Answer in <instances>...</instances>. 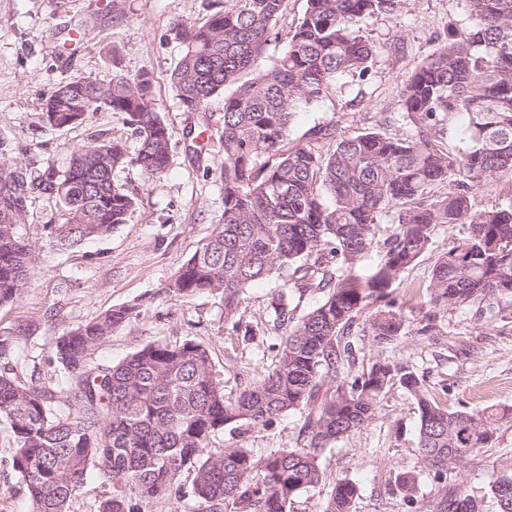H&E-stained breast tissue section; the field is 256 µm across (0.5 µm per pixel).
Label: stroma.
<instances>
[{
	"label": "stroma",
	"instance_id": "1",
	"mask_svg": "<svg viewBox=\"0 0 512 512\" xmlns=\"http://www.w3.org/2000/svg\"><path fill=\"white\" fill-rule=\"evenodd\" d=\"M222 0H0V131L17 144L19 163L39 170L46 164L65 169L73 147L96 130L135 152L138 140L120 112L99 110L83 124L61 130L45 126L42 109L60 83L113 75L149 73L162 119L169 126L171 166L150 177L128 165L115 180L137 198L126 224L111 235L70 250L49 245L45 227L62 221L60 207L37 200L23 231L36 246V268L14 303L0 307V330L21 336L20 367L42 382L63 387L67 375L53 357L58 336L119 305H139L140 316L113 332L91 353L95 364H115L153 342L204 344L234 398L260 380L275 360L273 336L264 328L277 291L274 279L248 288L236 318L241 335H228L224 297L200 294L175 299L164 292L170 276L206 242L223 214L224 99L215 97L206 112L183 111L170 75L182 45L178 24L201 22ZM465 23L462 0H411L398 18L367 19L362 33L376 48L372 76L364 83L345 77L318 105L299 112L294 137L314 124L335 121L347 136L380 129L403 132L397 106L403 79ZM207 129L210 138L195 137ZM463 233L461 226L439 225L430 248L394 281L391 291L404 314L402 336L388 344L367 332V315L351 330L353 358L346 374L357 376L378 361L408 364L429 397L451 411L476 412L492 406L508 410L490 447L478 448L434 479L418 447V404L399 386L381 395L372 418L349 436L332 442L320 456L323 479L295 499L290 512H322L334 483L348 479L358 487L352 512H440L448 496L480 502V512H495L489 485L512 470V305L501 301L481 310L435 308L427 286L437 256ZM304 421L301 411L281 416L266 429L248 426L216 433L215 448H247L265 456L295 445ZM14 437L0 420V512H29L27 494L11 467ZM410 473L417 493L406 505L396 489L399 473Z\"/></svg>",
	"mask_w": 512,
	"mask_h": 512
}]
</instances>
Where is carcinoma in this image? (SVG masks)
<instances>
[{"instance_id": "obj_1", "label": "carcinoma", "mask_w": 512, "mask_h": 512, "mask_svg": "<svg viewBox=\"0 0 512 512\" xmlns=\"http://www.w3.org/2000/svg\"><path fill=\"white\" fill-rule=\"evenodd\" d=\"M410 0H306L288 50L269 67L258 59L275 35L285 0H236L205 21L182 24V57L170 81L185 112L224 97V211L218 231L166 285L175 298L224 295L234 321L247 288L276 276L271 329L283 327L288 289L323 300L281 337L277 364L234 399L224 395L209 350L193 340L150 343L115 365H92L90 352L140 315L112 308L58 337L55 360L67 371L56 390L17 374L19 336L0 331V419L13 432L12 468L31 512H68L94 472L111 486L97 512H142V505L191 497L200 512H289L301 492L322 481L319 458L330 443L364 426L389 387L410 392L419 406L424 463L442 478L448 458L464 459L494 437L500 412L450 411L428 397L413 368L376 362L350 379L349 329L372 302L374 339L391 342L405 321L389 298L399 274L431 245L441 224L465 233L432 269L428 303L480 308L512 301V194L474 207L473 190L512 175V0H464L467 24L448 33L399 89L406 133L344 136L329 121L294 143L293 120L322 101L342 77L364 82L375 47L360 23L401 16ZM127 116L139 146L133 156L94 131L71 153L68 168L19 166L15 144L0 133V306L15 302L31 277L36 247L22 232L33 203L61 206L64 221L46 227L49 244L68 249L112 234L137 206L114 180L131 164L151 177L170 166L171 132L157 109L148 73L59 84L43 107L49 127L81 124L100 109ZM468 118V146L444 140L447 123ZM448 192L434 194L437 187ZM392 225L375 269L360 273L378 224ZM306 411L296 446L257 457L246 448H209L215 433L245 424L268 428L282 415ZM192 475L190 488L183 476ZM404 501L416 486L396 477ZM497 512H512V472L490 484ZM356 486L336 481L323 512H351Z\"/></svg>"}]
</instances>
